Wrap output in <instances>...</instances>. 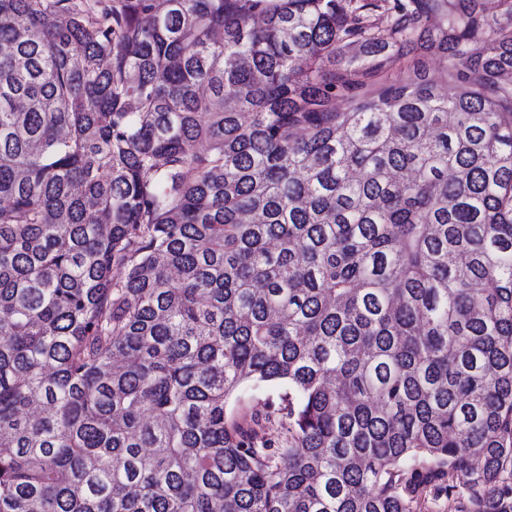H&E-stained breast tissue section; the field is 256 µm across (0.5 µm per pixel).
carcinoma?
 Returning <instances> with one entry per match:
<instances>
[{
  "mask_svg": "<svg viewBox=\"0 0 512 512\" xmlns=\"http://www.w3.org/2000/svg\"><path fill=\"white\" fill-rule=\"evenodd\" d=\"M500 3L0 0V512H512ZM266 393L259 390L247 389L240 394V398L232 406L234 415H243L263 412L264 399ZM415 499V512H453V497L448 500L445 495L438 496L432 486L420 487Z\"/></svg>",
  "mask_w": 512,
  "mask_h": 512,
  "instance_id": "carcinoma-1",
  "label": "carcinoma"
}]
</instances>
